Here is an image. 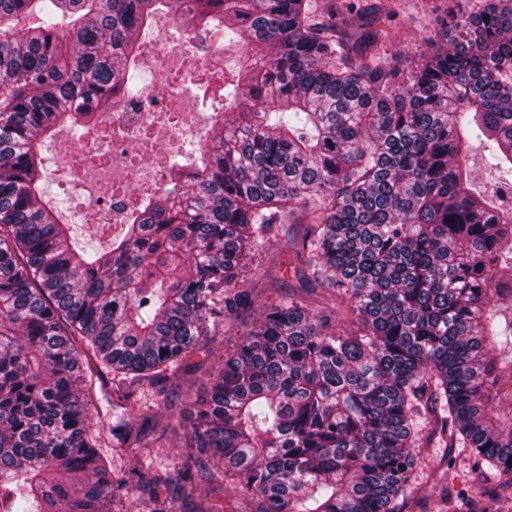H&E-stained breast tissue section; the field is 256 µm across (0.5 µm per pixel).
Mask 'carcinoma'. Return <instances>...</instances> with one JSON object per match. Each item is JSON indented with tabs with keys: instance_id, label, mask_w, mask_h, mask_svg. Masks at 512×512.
<instances>
[{
	"instance_id": "cac0c4a2",
	"label": "carcinoma",
	"mask_w": 512,
	"mask_h": 512,
	"mask_svg": "<svg viewBox=\"0 0 512 512\" xmlns=\"http://www.w3.org/2000/svg\"><path fill=\"white\" fill-rule=\"evenodd\" d=\"M400 9L0 0V512H223L209 497L226 484L233 512H400L430 448L464 454L469 512H512V0L449 10L418 61L379 27ZM162 12L241 54L224 93L197 92L210 143L180 135L158 190L89 251L43 151L147 83ZM294 217L295 271L329 294L281 296L238 329L187 397L196 470H155L170 372L250 304ZM105 369L112 453L138 461L120 478L91 431Z\"/></svg>"
}]
</instances>
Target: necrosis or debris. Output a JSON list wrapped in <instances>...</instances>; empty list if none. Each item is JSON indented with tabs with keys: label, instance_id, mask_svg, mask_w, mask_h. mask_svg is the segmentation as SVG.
I'll return each mask as SVG.
<instances>
[{
	"label": "necrosis or debris",
	"instance_id": "1",
	"mask_svg": "<svg viewBox=\"0 0 512 512\" xmlns=\"http://www.w3.org/2000/svg\"><path fill=\"white\" fill-rule=\"evenodd\" d=\"M177 26L168 19L148 52L159 88L125 98L103 113L91 140L66 141L59 183L83 197L97 223H124L143 189L158 181L160 170L152 162L176 148L177 131L202 141L209 136V127L198 125L189 105L196 88L223 81L227 54L220 42L195 52L186 37L173 36Z\"/></svg>",
	"mask_w": 512,
	"mask_h": 512
}]
</instances>
